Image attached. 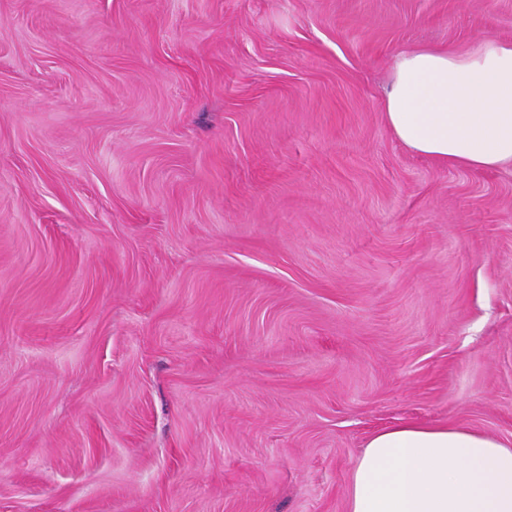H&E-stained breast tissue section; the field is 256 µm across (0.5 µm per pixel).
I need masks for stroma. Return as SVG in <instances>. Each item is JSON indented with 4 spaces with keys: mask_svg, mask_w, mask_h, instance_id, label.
<instances>
[{
    "mask_svg": "<svg viewBox=\"0 0 512 512\" xmlns=\"http://www.w3.org/2000/svg\"><path fill=\"white\" fill-rule=\"evenodd\" d=\"M512 0H0V512H348L401 420L512 443V166L394 57Z\"/></svg>",
    "mask_w": 512,
    "mask_h": 512,
    "instance_id": "obj_1",
    "label": "stroma"
}]
</instances>
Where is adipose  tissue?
<instances>
[{
	"mask_svg": "<svg viewBox=\"0 0 512 512\" xmlns=\"http://www.w3.org/2000/svg\"><path fill=\"white\" fill-rule=\"evenodd\" d=\"M385 120L415 154L474 171L512 164V39L395 56ZM349 512H512V445L411 420L375 431L349 480Z\"/></svg>",
	"mask_w": 512,
	"mask_h": 512,
	"instance_id": "ef3b65f1",
	"label": "adipose tissue"
}]
</instances>
